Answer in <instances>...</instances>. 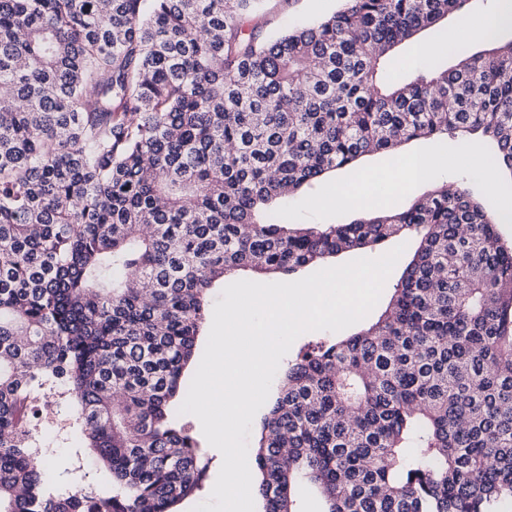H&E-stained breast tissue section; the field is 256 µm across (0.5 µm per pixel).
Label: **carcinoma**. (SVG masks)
Masks as SVG:
<instances>
[{"label":"carcinoma","instance_id":"carcinoma-1","mask_svg":"<svg viewBox=\"0 0 512 512\" xmlns=\"http://www.w3.org/2000/svg\"><path fill=\"white\" fill-rule=\"evenodd\" d=\"M259 38L262 0H0V512H180L205 454L178 413L209 291L415 232L366 329L283 373L263 512H490L512 502V244L469 188L348 224L273 204L418 138L491 140L512 176V38L414 73L395 49L469 0H343ZM247 226L246 235L240 228ZM60 386L111 493L46 488Z\"/></svg>","mask_w":512,"mask_h":512}]
</instances>
